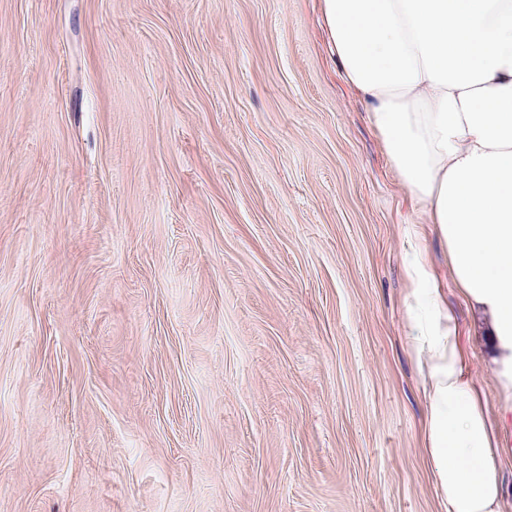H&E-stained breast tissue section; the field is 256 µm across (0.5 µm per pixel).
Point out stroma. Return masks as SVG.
<instances>
[{
	"instance_id": "stroma-1",
	"label": "stroma",
	"mask_w": 512,
	"mask_h": 512,
	"mask_svg": "<svg viewBox=\"0 0 512 512\" xmlns=\"http://www.w3.org/2000/svg\"><path fill=\"white\" fill-rule=\"evenodd\" d=\"M320 0H0V512H444L402 228Z\"/></svg>"
}]
</instances>
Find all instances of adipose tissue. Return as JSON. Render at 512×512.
I'll list each match as a JSON object with an SVG mask.
<instances>
[{"label": "adipose tissue", "instance_id": "adipose-tissue-1", "mask_svg": "<svg viewBox=\"0 0 512 512\" xmlns=\"http://www.w3.org/2000/svg\"><path fill=\"white\" fill-rule=\"evenodd\" d=\"M322 26L391 169L447 248L456 286L490 324L494 417L419 228L406 225V337L431 482L446 512H501L499 430L512 423V0H322Z\"/></svg>", "mask_w": 512, "mask_h": 512}]
</instances>
